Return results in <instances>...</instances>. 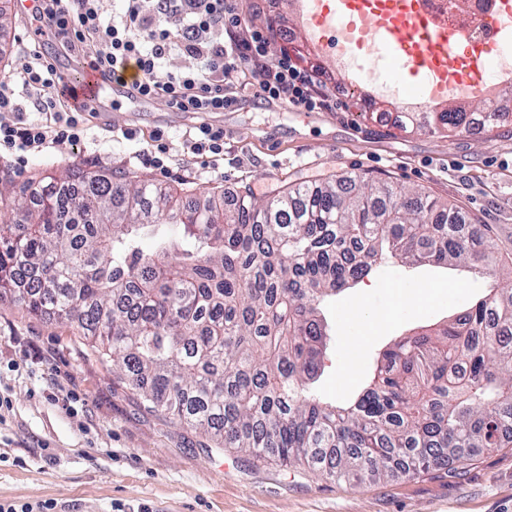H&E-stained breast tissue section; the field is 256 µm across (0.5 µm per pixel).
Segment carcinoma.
Wrapping results in <instances>:
<instances>
[{
	"instance_id": "obj_1",
	"label": "carcinoma",
	"mask_w": 512,
	"mask_h": 512,
	"mask_svg": "<svg viewBox=\"0 0 512 512\" xmlns=\"http://www.w3.org/2000/svg\"><path fill=\"white\" fill-rule=\"evenodd\" d=\"M500 112H405L432 132ZM0 224V301L76 327L86 351L158 412L234 449L336 480L463 467L512 435V260L487 224L414 188L367 175L290 185L271 200L201 195L183 205L147 180L95 171L19 190ZM176 237L144 253V229ZM391 257L490 269L497 288L441 328L377 360L348 404L315 383L328 297Z\"/></svg>"
}]
</instances>
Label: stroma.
I'll return each instance as SVG.
<instances>
[{"instance_id":"obj_1","label":"stroma","mask_w":512,"mask_h":512,"mask_svg":"<svg viewBox=\"0 0 512 512\" xmlns=\"http://www.w3.org/2000/svg\"><path fill=\"white\" fill-rule=\"evenodd\" d=\"M252 25L268 29L274 53L293 54L303 32L288 0H243ZM10 23L0 30V82L13 80L29 26L20 0H0ZM328 106L315 112L265 106L224 87L237 102L221 112H174L157 101L142 112L103 101L80 143L18 158L0 151V182L22 185L64 172L98 170L171 184L198 195L259 199L289 185L341 174H367L418 188L490 225L512 253V105L493 128L431 132L398 128L392 99L363 117L361 92L339 78L318 77ZM224 129V152L192 154L189 131L200 121ZM134 137H125V130ZM170 147L167 171L142 163L156 130ZM431 300L412 307L413 286ZM497 279L463 267L385 261L323 309L327 351L317 382L330 401L350 400L386 348L424 327L447 323L497 287ZM363 302V315L351 309ZM0 507L21 512H512V449L482 452L464 469L415 478L336 483L317 472L257 462L210 447L205 437L148 411L89 356L73 326L0 302Z\"/></svg>"}]
</instances>
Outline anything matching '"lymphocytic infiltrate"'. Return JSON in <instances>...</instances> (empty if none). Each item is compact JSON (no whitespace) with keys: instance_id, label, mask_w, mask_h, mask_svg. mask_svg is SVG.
Instances as JSON below:
<instances>
[{"instance_id":"f902f5d3","label":"lymphocytic infiltrate","mask_w":512,"mask_h":512,"mask_svg":"<svg viewBox=\"0 0 512 512\" xmlns=\"http://www.w3.org/2000/svg\"><path fill=\"white\" fill-rule=\"evenodd\" d=\"M111 13L109 0H37L31 49L12 83H0V146L18 152L76 143L85 131L92 103L64 106L55 88L57 69L37 48L39 36L51 34L63 48L83 55L90 68L122 79L128 65L140 77L136 90L183 112H221L235 104L224 93V75L235 71L256 79L264 102L309 112L325 108L326 99L312 76L285 55L274 56L263 30L250 25L238 0H123ZM179 28H171V17ZM240 36L225 42V31ZM195 60L189 72H171L172 52Z\"/></svg>"}]
</instances>
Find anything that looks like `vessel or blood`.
<instances>
[{
  "instance_id": "1",
  "label": "vessel or blood",
  "mask_w": 512,
  "mask_h": 512,
  "mask_svg": "<svg viewBox=\"0 0 512 512\" xmlns=\"http://www.w3.org/2000/svg\"><path fill=\"white\" fill-rule=\"evenodd\" d=\"M315 12L319 31L350 34L351 52L386 56L392 74L412 77L415 93L431 96L451 83L480 92L490 82V44L449 31L425 10L422 0H316ZM136 80L132 71L118 82L85 65L68 84L79 97L115 94L137 110L148 100L135 90Z\"/></svg>"
}]
</instances>
